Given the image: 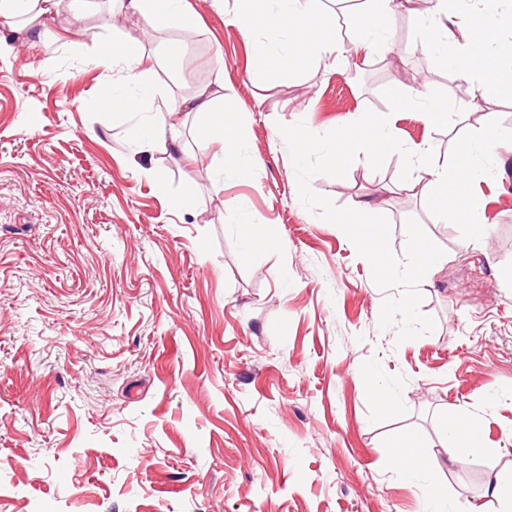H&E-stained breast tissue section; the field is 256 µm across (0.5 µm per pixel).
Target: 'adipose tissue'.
Listing matches in <instances>:
<instances>
[{"label": "adipose tissue", "mask_w": 512, "mask_h": 512, "mask_svg": "<svg viewBox=\"0 0 512 512\" xmlns=\"http://www.w3.org/2000/svg\"><path fill=\"white\" fill-rule=\"evenodd\" d=\"M124 8L149 17L158 28H177L191 32L196 18L182 10L181 0H122ZM64 0H0V17L9 21L7 34H0V54L13 53L11 35L21 36L30 50L41 45L42 27L47 17L64 10ZM233 21L242 27L265 20L268 43L281 46L283 67L295 68L315 57H333L335 42L325 40L323 15L312 8L311 0H236ZM426 32L433 46L449 48L447 62L458 71L465 93L494 96L512 88V51L501 43L504 29L495 13L486 7L468 6L466 0H433ZM94 66H121L134 81V98L101 99V107H113L132 114L137 124L151 128L150 136L131 139L133 154L178 147L182 138V113L198 120L199 130L221 142L227 163L247 171L255 164L242 158L237 150V125L233 112L217 105L214 97L198 91L191 97L172 102L165 111H145L153 88L147 80L149 60L144 54L121 46H111L98 54Z\"/></svg>", "instance_id": "obj_1"}]
</instances>
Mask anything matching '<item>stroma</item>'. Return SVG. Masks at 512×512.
Segmentation results:
<instances>
[{
    "instance_id": "35a3bbf8",
    "label": "stroma",
    "mask_w": 512,
    "mask_h": 512,
    "mask_svg": "<svg viewBox=\"0 0 512 512\" xmlns=\"http://www.w3.org/2000/svg\"><path fill=\"white\" fill-rule=\"evenodd\" d=\"M183 6L188 35L85 0L79 28L47 21L44 53L0 55V512H431L436 490L446 512H499L485 485L512 477V149L473 186L480 247L401 184L399 155L313 179L337 206L386 216L396 256L411 217L443 249L418 286L435 329L401 342L379 326L398 288L377 286L345 233L303 206L279 127L324 133L388 111L384 88L441 89L465 103L454 126L414 110L392 121L442 167L486 114L512 127V92L465 100L427 47L428 0L370 13L398 32L383 55L359 47L348 0H315L345 54L289 71L260 28L228 23L234 0ZM112 42L151 57L158 105L213 87L222 52L224 104L258 176L188 115L178 152L132 157L128 117L98 105L120 76L91 60ZM260 54L264 85L250 76ZM45 56L54 77L38 70ZM245 222L275 226L277 242L246 248ZM460 417L483 442L469 470L445 448L443 424ZM401 442L423 462L415 474L391 450Z\"/></svg>"
}]
</instances>
